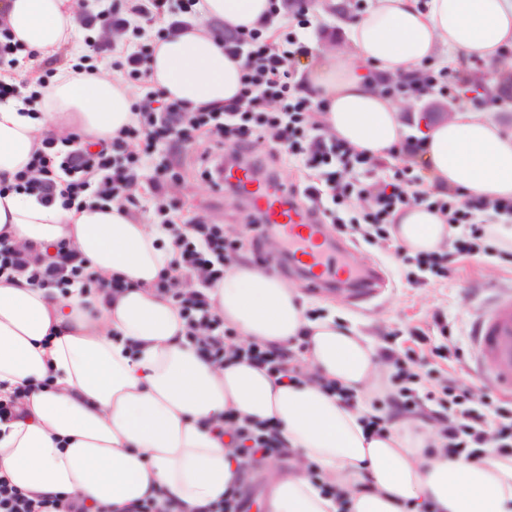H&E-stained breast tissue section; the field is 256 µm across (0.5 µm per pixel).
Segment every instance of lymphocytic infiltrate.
Masks as SVG:
<instances>
[{
	"label": "lymphocytic infiltrate",
	"mask_w": 512,
	"mask_h": 512,
	"mask_svg": "<svg viewBox=\"0 0 512 512\" xmlns=\"http://www.w3.org/2000/svg\"><path fill=\"white\" fill-rule=\"evenodd\" d=\"M197 2L184 0L175 13L170 0H129L126 12L117 11L104 19L86 13L81 22L86 28L108 32L107 38L92 42L93 53H115L117 72L125 80L144 84L149 79L147 64L154 53V43L121 48L113 41V34L126 33L129 18L135 15L148 22L166 20V27L158 31L159 38H166L185 25L188 16L194 15ZM298 16L296 30L278 35L264 29H218L225 53L246 58L239 97L219 107L194 109L182 101L166 99L161 91L147 92L135 106L133 124L120 129L99 150H65L54 138H44L26 169L15 174L16 189L50 200L61 198L66 208L84 204L90 197L102 205L124 200L137 181L144 157L157 151L161 157L150 192L161 225L171 228L169 212L175 191L185 178L182 166L188 150L199 151L201 159L206 160L201 176L214 184L220 179L225 162L243 160L245 149L266 139L273 142L277 154L300 160L306 181L301 195L310 211L324 223L349 228L353 237L391 243L390 228L396 212L411 204L426 205L444 217L453 231L452 251L439 249L412 255L403 246H396L397 258L409 267L408 282L428 284L447 280L460 258L485 256L511 263L512 250L499 247L487 234L486 225L493 217L511 221L512 200L466 199L447 188L418 190L402 169L389 180L361 189L345 180V173L373 165L374 160L328 133L323 122L315 117L319 105L312 92L295 81L293 62L310 53L300 35L310 25L308 13L302 10ZM466 81V74L443 67L424 70L420 75L412 73L397 81H381L380 90L390 98L405 96L419 100L433 92L450 94ZM219 145L225 147V154L216 153ZM354 196L363 198L365 207L359 219L348 220L343 217L342 208ZM173 246L176 272L160 277L154 288L173 300L187 322L188 333L206 329V337L198 341L204 355L216 362H246L288 381H299L305 368L289 348L237 341L234 331L212 312L206 291L223 279L232 262L241 260L243 239L230 236L223 225L198 219L189 232L174 231ZM197 272L202 275L199 289L181 290L179 278ZM0 273L24 276L37 286L104 285L97 272L75 254L60 251L41 259L6 239H0ZM381 357L395 368L392 390L385 399V414L365 416L367 429L381 432L398 416L410 414L437 430L449 456L479 459L489 446L499 455H512L511 400L491 392L474 398L450 373L440 377L436 390L422 394L417 388L414 349L401 353L387 348ZM225 423L246 461L274 457L286 447L274 423L242 420L231 412L227 413Z\"/></svg>",
	"instance_id": "f902f5d3"
}]
</instances>
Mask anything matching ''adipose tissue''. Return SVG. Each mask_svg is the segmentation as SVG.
Listing matches in <instances>:
<instances>
[{
  "mask_svg": "<svg viewBox=\"0 0 512 512\" xmlns=\"http://www.w3.org/2000/svg\"><path fill=\"white\" fill-rule=\"evenodd\" d=\"M197 21L158 42L148 62L165 97L221 106L239 95L244 60L225 54L212 23L243 30L270 18L269 0H199ZM0 28L37 63L84 37L76 0H0ZM345 35L349 52L311 47L309 74L325 101L322 122L356 150L383 159L405 134L404 106L377 81L411 73L437 50L456 65L477 56L500 65L512 51V0H373ZM0 101V181L25 168L45 136L94 142L132 124L136 96L108 75L63 69L31 105ZM422 162L428 186L467 198L512 199V127L466 106L429 124ZM410 252L436 250L450 228L423 205L402 209L391 229ZM0 235L41 254L74 248L123 293L42 288L0 275V481L28 497L69 499L94 512H130L142 501L173 512L203 508L240 488L246 472L217 438L226 411L279 423L291 459L272 470L260 512H512V456L467 462L440 453L434 433L404 417L367 430L362 412L313 382L277 380L244 363L201 356L177 306L154 284L173 269L172 236L118 205L64 208L0 191ZM212 310L239 338L302 345L310 370L356 396L385 392L369 340L333 318L310 319L298 289L274 272L238 264L208 289Z\"/></svg>",
  "mask_w": 512,
  "mask_h": 512,
  "instance_id": "ef3b65f1",
  "label": "adipose tissue"
}]
</instances>
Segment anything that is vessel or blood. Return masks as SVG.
<instances>
[{
    "mask_svg": "<svg viewBox=\"0 0 512 512\" xmlns=\"http://www.w3.org/2000/svg\"><path fill=\"white\" fill-rule=\"evenodd\" d=\"M224 185L235 189L259 223L289 247L288 259L308 288L350 286L351 298L368 301L382 293L378 271L348 260L331 239L326 225L317 223L301 206L292 204V188L264 173L251 161L224 166ZM477 374L498 388L512 390V290L497 291L485 302L472 330Z\"/></svg>",
    "mask_w": 512,
    "mask_h": 512,
    "instance_id": "b4317fda",
    "label": "vessel or blood"
}]
</instances>
